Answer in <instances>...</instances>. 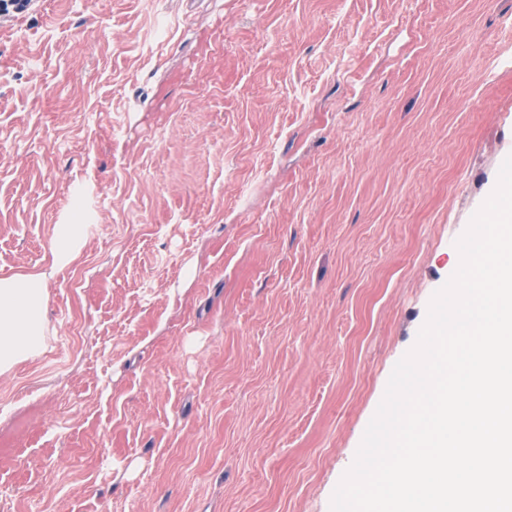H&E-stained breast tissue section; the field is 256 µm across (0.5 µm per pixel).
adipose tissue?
I'll return each mask as SVG.
<instances>
[{"instance_id":"obj_1","label":"adipose tissue","mask_w":512,"mask_h":512,"mask_svg":"<svg viewBox=\"0 0 512 512\" xmlns=\"http://www.w3.org/2000/svg\"><path fill=\"white\" fill-rule=\"evenodd\" d=\"M44 292V276L40 273L0 278V371L42 348Z\"/></svg>"}]
</instances>
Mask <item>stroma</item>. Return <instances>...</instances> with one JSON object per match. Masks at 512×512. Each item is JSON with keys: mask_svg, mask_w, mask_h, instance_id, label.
I'll use <instances>...</instances> for the list:
<instances>
[{"mask_svg": "<svg viewBox=\"0 0 512 512\" xmlns=\"http://www.w3.org/2000/svg\"><path fill=\"white\" fill-rule=\"evenodd\" d=\"M510 155L512 0L0 15L10 512H329ZM83 224H59L51 247V262L55 268L70 266L83 248ZM41 273L0 278V371L37 353L45 336Z\"/></svg>", "mask_w": 512, "mask_h": 512, "instance_id": "stroma-1", "label": "stroma"}]
</instances>
